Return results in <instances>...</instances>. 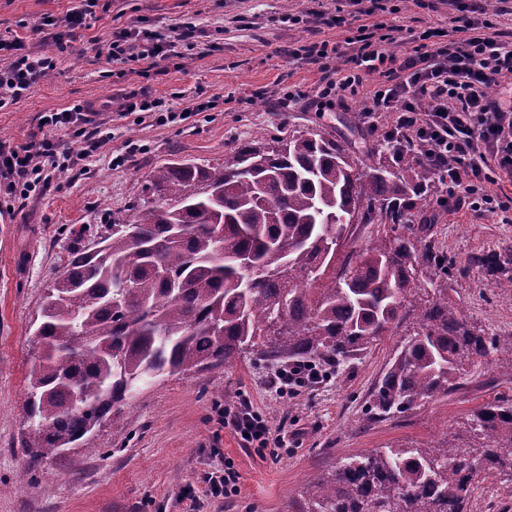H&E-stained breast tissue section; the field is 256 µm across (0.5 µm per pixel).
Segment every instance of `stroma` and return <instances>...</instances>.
I'll list each match as a JSON object with an SVG mask.
<instances>
[{"label":"stroma","mask_w":512,"mask_h":512,"mask_svg":"<svg viewBox=\"0 0 512 512\" xmlns=\"http://www.w3.org/2000/svg\"><path fill=\"white\" fill-rule=\"evenodd\" d=\"M87 0H0V35L28 36L48 15L61 16ZM331 0H98L82 38L57 56V69L18 104L0 110V139L23 140L37 132L44 113L78 102L101 104L117 93L148 94L174 111L214 102L212 110L164 124L100 113L110 137L79 169L59 175L60 189L19 207L0 201V512H291L310 482L331 474L346 459L377 449L436 444L461 434L483 405L512 399V378L502 372L512 359V295L494 286V276L474 264L479 254H512V223L498 213L448 211L438 200L447 191L425 172L427 204L405 211L404 223L430 218L433 248L451 261L449 298L467 319L498 337L497 351L479 359L465 381L445 396L409 411L369 413L375 388L394 352L412 333L411 324L387 332L359 359L336 368L319 386L282 398L265 380L273 365L246 354L231 366L166 376L140 390L128 409L97 429L88 448L46 459L29 481L18 476L29 458L21 446L27 429L24 399L33 359V320L52 279L73 252L92 249L117 219H132L148 195L154 170L191 161L222 166L247 143H267L305 131H320L356 153L372 152L391 164L381 138L357 96L321 112L310 97L317 65L293 57L310 40L344 44L358 28L384 22L412 35L447 26V4L437 10L418 0H385L376 15L349 19L341 28L316 21L315 10ZM299 17L296 25L285 15ZM137 26L177 40L195 28V48L181 57L141 65L97 55V40L115 24ZM294 92L283 104L284 92ZM136 143L127 155V143ZM124 156L121 166L112 159ZM249 396L272 429L285 433L279 452L244 447L217 420L218 406ZM232 462L240 475L237 494L213 496L205 473ZM469 512H512V484L479 472Z\"/></svg>","instance_id":"obj_1"}]
</instances>
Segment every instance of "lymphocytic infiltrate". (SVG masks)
I'll use <instances>...</instances> for the list:
<instances>
[{"label": "lymphocytic infiltrate", "instance_id": "lymphocytic-infiltrate-1", "mask_svg": "<svg viewBox=\"0 0 512 512\" xmlns=\"http://www.w3.org/2000/svg\"><path fill=\"white\" fill-rule=\"evenodd\" d=\"M448 3L456 11L473 13V20L442 34L422 33L421 43L401 58L391 50L398 41L391 32L378 35L363 29L347 38L352 56L345 69L335 64L337 44L324 40L306 46V56L321 73L315 97L329 101L363 96L368 102L366 115L379 120L384 141L419 147L427 165L447 185L440 207L508 213L512 195L493 191L487 171L495 164L512 175V113L504 111L488 89L494 84L512 88V46L501 40L481 0ZM87 15L86 8L75 7L63 16L43 18L30 30L43 46L39 52L27 50L22 37L0 36V109L18 103L55 71L56 51L88 29ZM173 50L151 31L135 26L117 28L110 40L96 46L98 55L148 69ZM369 75L377 76V83L365 85ZM101 109L140 121L151 115L164 123L170 106L159 97L118 94ZM98 110L84 103L44 115L45 126L74 130L82 143L74 154L59 151L57 142L47 136L32 135L21 142L1 139L0 196L23 201L58 189L61 173L74 169L105 143L107 136L96 120ZM328 376L323 364L299 359L271 371L266 382L286 395L321 384ZM219 418L246 445L277 450L285 445L284 435L273 433L247 398L222 408Z\"/></svg>", "mask_w": 512, "mask_h": 512}]
</instances>
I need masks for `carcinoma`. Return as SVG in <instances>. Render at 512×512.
<instances>
[{
    "instance_id": "cac0c4a2",
    "label": "carcinoma",
    "mask_w": 512,
    "mask_h": 512,
    "mask_svg": "<svg viewBox=\"0 0 512 512\" xmlns=\"http://www.w3.org/2000/svg\"><path fill=\"white\" fill-rule=\"evenodd\" d=\"M388 150L394 165L364 168L334 139L293 134L240 146L222 169H156V199L112 224L97 251L74 253L43 297L24 401L30 462L86 442L159 377L221 369L248 350L338 366L413 316L418 330L388 362L372 410L403 413L459 387L500 340L448 299V259L420 229L377 215L392 199L421 203L420 161ZM353 216L377 227L357 256L339 249ZM474 263L502 273L512 255ZM117 279L131 287L114 292ZM465 433L351 457L294 512H467L478 471L512 473V400L483 406Z\"/></svg>"
}]
</instances>
